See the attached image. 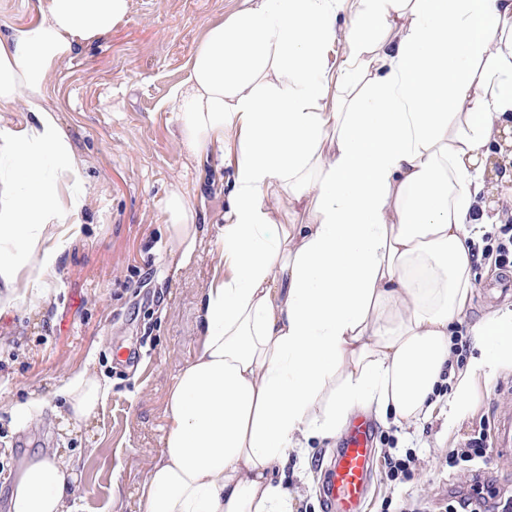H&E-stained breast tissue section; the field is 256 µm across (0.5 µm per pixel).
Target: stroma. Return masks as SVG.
<instances>
[{
  "label": "stroma",
  "mask_w": 512,
  "mask_h": 512,
  "mask_svg": "<svg viewBox=\"0 0 512 512\" xmlns=\"http://www.w3.org/2000/svg\"><path fill=\"white\" fill-rule=\"evenodd\" d=\"M239 0H131L124 22L64 59L49 78V102L62 132L85 163L82 231L67 225L56 272L31 305L0 311V512L22 460L52 449L70 452L79 473L78 512H139L138 488L158 459L169 389L201 343V298L220 262L218 229L232 190L229 168L187 154L173 136V89L208 23ZM202 200L193 264L177 269L165 230L170 193ZM472 303L459 326L502 306L494 255L478 258ZM109 386L88 427L68 432L60 387L81 368ZM512 412V371L478 380L464 417L414 425L376 422L374 446L415 450L419 464L404 483L375 465L364 512H397L405 497L445 512L468 494L479 512L512 503V459L497 457L496 421ZM482 437L486 460L452 461L454 449ZM333 451L312 442L292 455L283 480L294 512H324L321 480ZM123 493L113 499L112 485Z\"/></svg>",
  "instance_id": "1"
}]
</instances>
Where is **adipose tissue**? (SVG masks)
<instances>
[{
	"label": "adipose tissue",
	"mask_w": 512,
	"mask_h": 512,
	"mask_svg": "<svg viewBox=\"0 0 512 512\" xmlns=\"http://www.w3.org/2000/svg\"><path fill=\"white\" fill-rule=\"evenodd\" d=\"M342 0H240L210 24L172 93L176 141L226 151L233 192L220 263L202 299V342L169 391L159 459L139 512H292L276 474L302 442L336 437L359 409L424 420L448 381V424L478 378L512 368V307L453 336L474 287L471 247L491 219L484 176L512 157V0H356L355 66L330 103ZM129 0H38L39 19L0 26V298L19 305L55 273L57 225L81 229L82 162L46 104L80 45L122 23ZM304 203L279 224L276 193ZM178 267L195 257L192 197L173 193ZM72 428L107 398L80 371L64 385ZM77 468L24 461L9 512H76Z\"/></svg>",
	"instance_id": "obj_1"
}]
</instances>
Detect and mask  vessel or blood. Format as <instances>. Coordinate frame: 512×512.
Returning <instances> with one entry per match:
<instances>
[{
  "label": "vessel or blood",
  "instance_id": "vessel-or-blood-1",
  "mask_svg": "<svg viewBox=\"0 0 512 512\" xmlns=\"http://www.w3.org/2000/svg\"><path fill=\"white\" fill-rule=\"evenodd\" d=\"M373 433L369 418L359 416L353 420L346 445L338 450L323 486L330 512H361L374 465Z\"/></svg>",
  "mask_w": 512,
  "mask_h": 512
}]
</instances>
